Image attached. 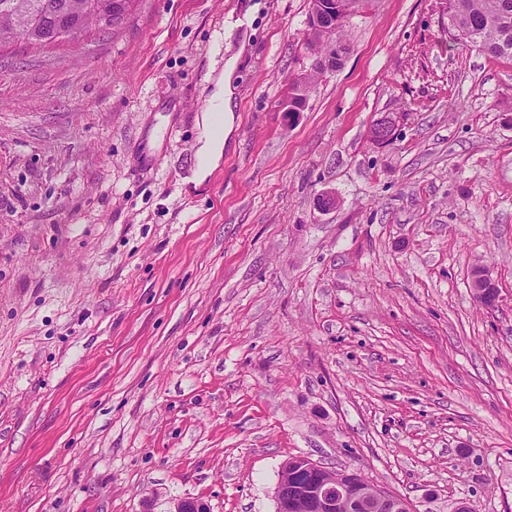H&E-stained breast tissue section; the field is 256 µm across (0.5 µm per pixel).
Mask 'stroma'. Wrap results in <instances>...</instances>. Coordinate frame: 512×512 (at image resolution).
Returning <instances> with one entry per match:
<instances>
[{
    "label": "stroma",
    "mask_w": 512,
    "mask_h": 512,
    "mask_svg": "<svg viewBox=\"0 0 512 512\" xmlns=\"http://www.w3.org/2000/svg\"><path fill=\"white\" fill-rule=\"evenodd\" d=\"M309 2L0 49V512H275L298 456L512 512V59L449 42L445 0H367L290 112ZM231 71H223L217 79L215 89L210 95V105L201 115L202 132L197 150V161L201 176L205 177L218 164L223 155L224 142L233 127V114L230 108L232 88ZM222 126L223 135L216 136L214 128ZM397 118V116L387 114L373 121L368 131L369 139L379 145L391 142L395 134ZM473 288L477 302L484 307H488L487 302L491 296L495 295L497 298L496 284L485 269L476 271Z\"/></svg>",
    "instance_id": "obj_1"
}]
</instances>
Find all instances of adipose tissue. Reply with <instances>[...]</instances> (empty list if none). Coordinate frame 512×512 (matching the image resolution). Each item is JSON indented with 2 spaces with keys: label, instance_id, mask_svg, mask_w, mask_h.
<instances>
[{
  "label": "adipose tissue",
  "instance_id": "adipose-tissue-1",
  "mask_svg": "<svg viewBox=\"0 0 512 512\" xmlns=\"http://www.w3.org/2000/svg\"><path fill=\"white\" fill-rule=\"evenodd\" d=\"M232 88L229 74H222L215 83L210 95V105L204 110L200 126V145L197 161L201 174H208L219 163L224 151V134L233 127V114L230 108Z\"/></svg>",
  "mask_w": 512,
  "mask_h": 512
}]
</instances>
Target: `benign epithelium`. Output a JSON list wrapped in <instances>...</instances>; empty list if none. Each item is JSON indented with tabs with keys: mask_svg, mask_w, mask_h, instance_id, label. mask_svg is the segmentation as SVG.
Returning <instances> with one entry per match:
<instances>
[{
	"mask_svg": "<svg viewBox=\"0 0 512 512\" xmlns=\"http://www.w3.org/2000/svg\"><path fill=\"white\" fill-rule=\"evenodd\" d=\"M397 117L383 115L373 121L368 137L379 145L393 139ZM474 296L482 306L497 294L489 272L476 271L473 280ZM293 487V494L285 491ZM275 512H412L410 504L358 473L332 471L307 457H293L285 462L275 492ZM171 512H211L200 498H184L174 502Z\"/></svg>",
	"mask_w": 512,
	"mask_h": 512,
	"instance_id": "obj_1",
	"label": "benign epithelium"
}]
</instances>
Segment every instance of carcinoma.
Masks as SVG:
<instances>
[{
  "label": "carcinoma",
  "mask_w": 512,
  "mask_h": 512,
  "mask_svg": "<svg viewBox=\"0 0 512 512\" xmlns=\"http://www.w3.org/2000/svg\"><path fill=\"white\" fill-rule=\"evenodd\" d=\"M139 0H0V16L12 15L16 24L11 35L0 34V46L24 42L33 46H54L88 37L92 27V9L112 15V28L99 35L116 34L136 10ZM448 37L464 40L493 57L512 58V0H446ZM346 22L326 21L308 28L306 43H318L328 52L311 59L310 73L293 83L292 111L304 106L313 80L337 69L346 52L342 33Z\"/></svg>",
  "instance_id": "carcinoma-1"
}]
</instances>
